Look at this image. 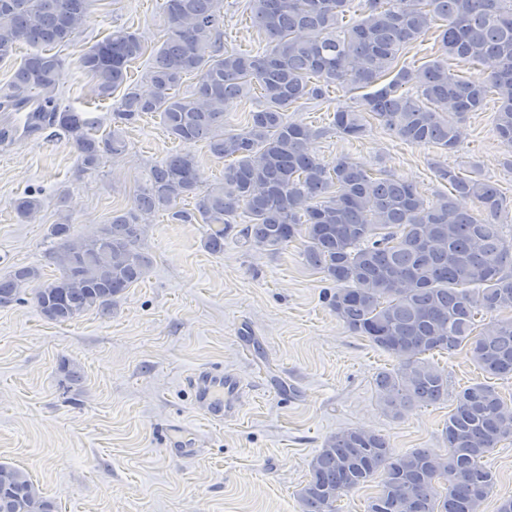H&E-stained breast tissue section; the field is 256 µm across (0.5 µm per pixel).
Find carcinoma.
Masks as SVG:
<instances>
[{"label":"carcinoma","mask_w":512,"mask_h":512,"mask_svg":"<svg viewBox=\"0 0 512 512\" xmlns=\"http://www.w3.org/2000/svg\"><path fill=\"white\" fill-rule=\"evenodd\" d=\"M96 0H0V63L15 61L21 44L37 48L15 65L0 96V144L17 133L13 114L29 109L24 134L58 129L69 137L83 168L96 169L128 143L120 126L141 114L182 143L203 142L216 158H230L224 178L204 181L195 155L176 152L151 166L132 204L107 224L77 237L64 218L49 229V261L59 274L41 281L33 266L0 277V307L32 302L47 320L64 325L90 310L109 311L145 279L141 248L145 220L165 213L175 224L209 227L207 248L224 250V237L241 223L245 246L274 253L303 240L308 266L336 284L330 307L350 333L366 337L396 358L376 378L383 412L401 418L417 406L448 399V371L424 358L467 349L492 377L512 375V238L496 220L508 209L496 185L451 168L436 177L451 193L425 197L405 180L373 173L352 157L322 165L314 151L323 131L292 124L288 110L324 101L336 88L353 105L336 109L333 126L359 138L367 120L404 142L445 152L458 148V124L498 98V137L512 146V0H245L244 11L265 37L257 52L224 47V0H164L168 29L153 52L149 96L129 87L115 126L98 138L81 113L62 104L64 61L50 48L69 43L92 17ZM357 17L344 25L350 12ZM436 35L438 55L414 66L404 56ZM136 32L116 30L80 55L79 69L94 91L108 97L147 52ZM451 59L492 63L487 74L460 76ZM192 76V93L176 89ZM258 92L257 109L239 132L224 128L233 101ZM194 200V209L182 207ZM468 198L465 211L457 199ZM41 200L15 199L20 222L33 220ZM492 321L476 331L480 312ZM512 438V405L487 383L461 389L443 432L446 452L416 448L396 454L379 434L347 429L329 436L313 457L298 493L302 512H336L345 494L381 475L367 512H482L494 475L484 458ZM0 481V512H27L39 497L43 512H57L23 470L7 463Z\"/></svg>","instance_id":"cac0c4a2"}]
</instances>
